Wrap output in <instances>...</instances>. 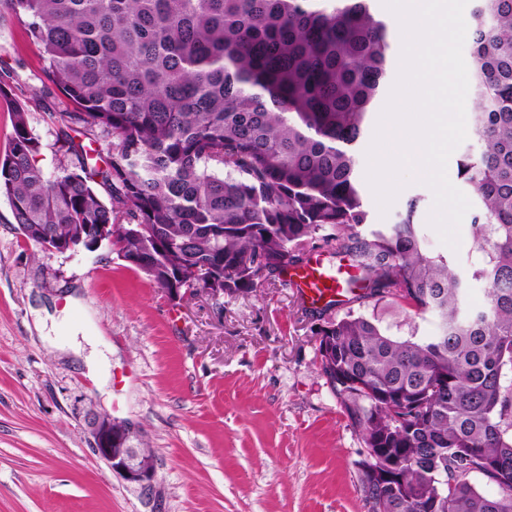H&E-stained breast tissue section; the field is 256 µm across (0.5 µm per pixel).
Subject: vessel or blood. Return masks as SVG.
Instances as JSON below:
<instances>
[{"label":"vessel or blood","mask_w":512,"mask_h":512,"mask_svg":"<svg viewBox=\"0 0 512 512\" xmlns=\"http://www.w3.org/2000/svg\"><path fill=\"white\" fill-rule=\"evenodd\" d=\"M352 276V270L328 264L323 256L316 255L302 266L286 269L281 279L297 293L306 308L317 310L345 301Z\"/></svg>","instance_id":"vessel-or-blood-1"}]
</instances>
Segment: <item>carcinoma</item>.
<instances>
[{"label": "carcinoma", "mask_w": 512, "mask_h": 512, "mask_svg": "<svg viewBox=\"0 0 512 512\" xmlns=\"http://www.w3.org/2000/svg\"><path fill=\"white\" fill-rule=\"evenodd\" d=\"M376 0H0L66 99L47 175L22 104L0 156V196L44 248L117 226L111 250L163 291L219 277L247 294L321 249L358 272L343 314L314 310L320 374L361 437L362 494L376 512H512V0H481L471 56L484 143L462 155L487 300L431 252L406 202L366 235L356 150L389 77L390 23ZM74 125L110 142L88 162ZM435 331L382 325L386 305ZM478 475L498 494L480 493Z\"/></svg>", "instance_id": "carcinoma-1"}]
</instances>
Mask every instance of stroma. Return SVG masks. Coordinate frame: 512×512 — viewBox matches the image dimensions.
<instances>
[{
	"instance_id": "stroma-1",
	"label": "stroma",
	"mask_w": 512,
	"mask_h": 512,
	"mask_svg": "<svg viewBox=\"0 0 512 512\" xmlns=\"http://www.w3.org/2000/svg\"><path fill=\"white\" fill-rule=\"evenodd\" d=\"M0 61L20 77L41 61L20 21L0 22ZM60 98L37 95L31 128L45 173L59 164ZM421 197L428 245L473 280L472 228L450 251L410 181L387 213L365 191L370 227ZM312 320L296 293L261 279L216 306L195 290L173 302L108 248L74 255L29 243L0 197V512H367L360 438L319 373ZM125 422L153 450L154 492L96 451L92 413Z\"/></svg>"
}]
</instances>
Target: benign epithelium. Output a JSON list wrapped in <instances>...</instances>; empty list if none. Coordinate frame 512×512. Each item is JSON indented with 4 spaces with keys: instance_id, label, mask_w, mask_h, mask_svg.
I'll use <instances>...</instances> for the list:
<instances>
[{
    "instance_id": "7a95c632",
    "label": "benign epithelium",
    "mask_w": 512,
    "mask_h": 512,
    "mask_svg": "<svg viewBox=\"0 0 512 512\" xmlns=\"http://www.w3.org/2000/svg\"><path fill=\"white\" fill-rule=\"evenodd\" d=\"M90 428L96 452L113 472L145 490L152 487L153 459L146 458L140 449L131 445L130 428L112 419L107 412L93 413Z\"/></svg>"
}]
</instances>
